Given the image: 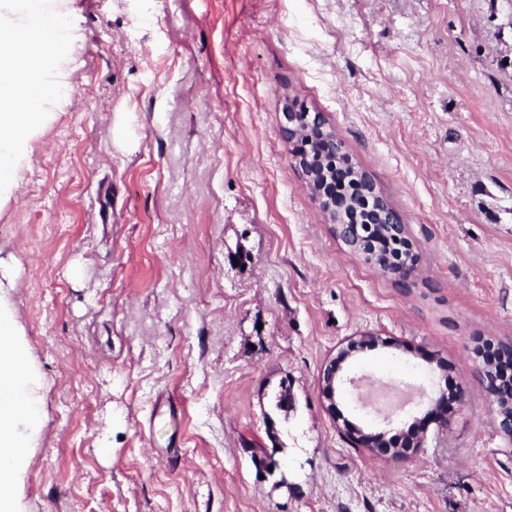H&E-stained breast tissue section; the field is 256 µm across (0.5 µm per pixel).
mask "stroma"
I'll return each mask as SVG.
<instances>
[{
    "mask_svg": "<svg viewBox=\"0 0 512 512\" xmlns=\"http://www.w3.org/2000/svg\"><path fill=\"white\" fill-rule=\"evenodd\" d=\"M59 94L0 195V308L37 374L23 512H512V439L474 378L512 347V30L491 0H40ZM321 114L406 224L407 286L296 170ZM350 384L322 375L351 342ZM463 386L404 456L423 399ZM293 406H277L282 391ZM273 454V473L253 459ZM370 399L391 411L400 410L409 398L408 391L400 383L378 382L369 392ZM345 433L358 447L377 450L384 446L382 433L366 432L364 429L349 423H345Z\"/></svg>",
    "mask_w": 512,
    "mask_h": 512,
    "instance_id": "35a3bbf8",
    "label": "stroma"
}]
</instances>
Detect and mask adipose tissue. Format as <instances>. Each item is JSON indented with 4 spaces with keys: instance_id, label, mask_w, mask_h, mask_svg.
<instances>
[{
    "instance_id": "ef3b65f1",
    "label": "adipose tissue",
    "mask_w": 512,
    "mask_h": 512,
    "mask_svg": "<svg viewBox=\"0 0 512 512\" xmlns=\"http://www.w3.org/2000/svg\"><path fill=\"white\" fill-rule=\"evenodd\" d=\"M58 54L57 17L33 9L22 28L0 19V192L12 185L22 134L55 94L44 75ZM12 329L10 316L0 314V512H18L24 444L39 425L27 358Z\"/></svg>"
}]
</instances>
